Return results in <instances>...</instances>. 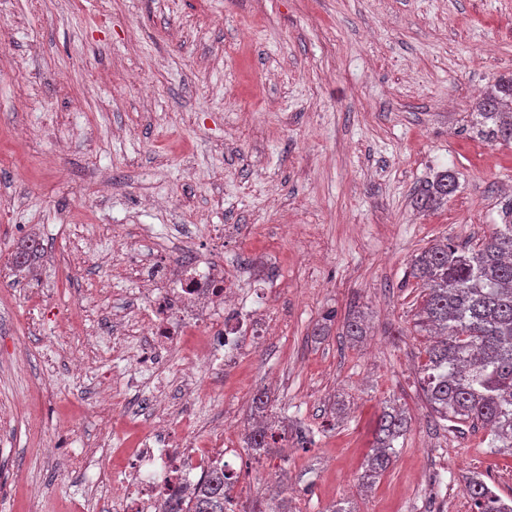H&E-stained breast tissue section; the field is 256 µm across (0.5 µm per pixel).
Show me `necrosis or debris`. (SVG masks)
<instances>
[{"instance_id":"1","label":"necrosis or debris","mask_w":512,"mask_h":512,"mask_svg":"<svg viewBox=\"0 0 512 512\" xmlns=\"http://www.w3.org/2000/svg\"><path fill=\"white\" fill-rule=\"evenodd\" d=\"M161 250L139 272L122 332L141 336L145 347L131 356L134 369L156 364L176 353L184 336L200 338L193 369L207 370L236 361L244 339L270 335V322L250 314L240 301L236 280L224 272L222 257H196L185 266ZM237 453L224 445L219 425L195 426L161 399L150 402L147 431L138 442L128 471L118 477L122 495L115 512H165L168 503L186 497L215 465L232 470Z\"/></svg>"}]
</instances>
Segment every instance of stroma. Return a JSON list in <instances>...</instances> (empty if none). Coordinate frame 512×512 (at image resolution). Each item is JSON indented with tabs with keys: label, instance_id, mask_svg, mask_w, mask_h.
<instances>
[{
	"label": "stroma",
	"instance_id": "35a3bbf8",
	"mask_svg": "<svg viewBox=\"0 0 512 512\" xmlns=\"http://www.w3.org/2000/svg\"><path fill=\"white\" fill-rule=\"evenodd\" d=\"M512 75V0H0V512H71L123 470L143 432L130 408L199 341L137 373L110 322L137 292L116 236L186 226L225 237L229 275L276 336L244 347L208 398L175 407L237 438L257 390L311 447L281 441L233 483L243 512L293 486L291 512H472L477 476L512 496V450L441 421L420 388L414 256L472 245L512 199V146L483 141L474 111ZM457 189L418 209L442 172ZM44 250L17 275L21 239ZM360 315L368 339L345 336ZM115 385V406L98 393ZM344 416H335L336 402ZM410 426L371 491L356 478L383 402Z\"/></svg>",
	"mask_w": 512,
	"mask_h": 512
}]
</instances>
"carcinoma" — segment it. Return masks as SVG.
Returning <instances> with one entry per match:
<instances>
[{
	"mask_svg": "<svg viewBox=\"0 0 512 512\" xmlns=\"http://www.w3.org/2000/svg\"><path fill=\"white\" fill-rule=\"evenodd\" d=\"M512 76L499 78L472 113L482 138L512 144ZM455 190L453 176L443 174L420 194L427 208ZM42 248L32 236L17 247L15 265L24 267ZM412 277L422 281L414 327L434 336L422 364L423 396L443 421L468 423L485 430L491 444L512 448V204L504 224L481 243L461 247L448 240L422 250L412 260ZM408 417L393 403L382 406L375 446L359 482L371 488L396 454L394 441L406 432ZM281 434L266 424L248 431L246 448L260 457L275 447ZM228 485L222 468L212 469L186 502L185 512H224ZM465 492L475 512H512V497L503 499L485 481L471 479Z\"/></svg>",
	"mask_w": 512,
	"mask_h": 512,
	"instance_id": "1",
	"label": "carcinoma"
}]
</instances>
